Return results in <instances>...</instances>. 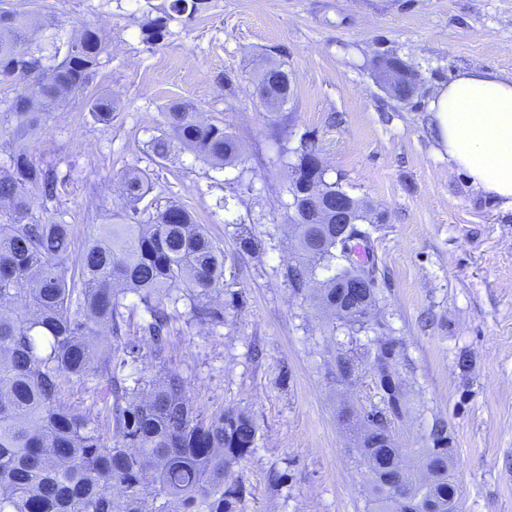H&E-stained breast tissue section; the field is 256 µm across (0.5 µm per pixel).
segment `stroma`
I'll return each mask as SVG.
<instances>
[{
    "mask_svg": "<svg viewBox=\"0 0 512 512\" xmlns=\"http://www.w3.org/2000/svg\"><path fill=\"white\" fill-rule=\"evenodd\" d=\"M170 0H0L56 15L63 30L97 28L108 53L79 99L56 107L29 142L63 180L48 209L71 224L75 244L122 213L130 170L147 174L143 204L175 202L224 249V321L191 320L176 306L171 364L201 409L235 410L256 429L253 453L235 465L242 512H369L356 416L379 405L370 359L352 382L336 357L366 347L339 318L288 279L287 192L295 148L314 140L327 171L352 197L372 202L370 225L381 298L371 312L396 345L403 392L388 429L404 451L444 423L460 512H512V210L451 166L427 111L440 84L465 71L512 75V0H202L192 21L165 19ZM401 60L415 74L409 101L380 85L373 61ZM289 76L276 111L255 82L268 62ZM111 97L110 125L91 100ZM191 104L243 146L213 166L167 136L170 103ZM248 228L255 252H239Z\"/></svg>",
    "mask_w": 512,
    "mask_h": 512,
    "instance_id": "stroma-1",
    "label": "stroma"
}]
</instances>
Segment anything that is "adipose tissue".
Listing matches in <instances>:
<instances>
[{
    "label": "adipose tissue",
    "mask_w": 512,
    "mask_h": 512,
    "mask_svg": "<svg viewBox=\"0 0 512 512\" xmlns=\"http://www.w3.org/2000/svg\"><path fill=\"white\" fill-rule=\"evenodd\" d=\"M428 111L449 163L512 209V77L460 73L434 90Z\"/></svg>",
    "instance_id": "obj_1"
}]
</instances>
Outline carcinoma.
<instances>
[{
    "label": "carcinoma",
    "mask_w": 512,
    "mask_h": 512,
    "mask_svg": "<svg viewBox=\"0 0 512 512\" xmlns=\"http://www.w3.org/2000/svg\"><path fill=\"white\" fill-rule=\"evenodd\" d=\"M105 52L95 30L83 26L63 36L55 17L16 11L0 24V75L14 76L22 93L33 90L26 81L40 84L38 94L24 98L26 106L8 107L12 150L8 166L0 168V512H240L243 488L228 476L254 450L253 421L197 407L185 379L167 367L173 292H186L198 323L224 322V307L213 303L224 294V249L180 204L139 218L149 185L134 171L121 180L128 210L96 225L77 254L70 225L33 213L34 196L44 204L55 199L59 177L54 166L33 160L27 137L43 123L44 103L84 93ZM257 88L280 106L290 96L288 73L270 65ZM113 110L109 97L91 104L104 124ZM165 118L170 137L153 141L156 156L166 157L176 142L214 165L240 157L235 137L200 120L191 106L175 102ZM315 154L313 142H301L292 174L315 182L322 203L336 197L338 183L326 180L325 169L307 167ZM288 223L298 257L289 279L298 292L310 290L317 269L335 268L342 251L359 258L358 266L319 282L313 297L325 310L336 313L347 275L363 271L376 279L368 234L338 243L336 225L316 223L310 209L292 211ZM128 293L149 316L138 336L126 331ZM339 318L354 333L369 329L368 320L345 306ZM142 337L161 370L130 386L125 370L137 361ZM373 344V370L387 410L375 407L366 416L381 421L388 411L399 413L402 394L391 373L394 342L378 336ZM90 376L104 382L103 424L91 410L65 400L69 385ZM430 440L410 459L403 449L385 446L379 434L365 436L372 443L363 455L372 512H458L444 424H435ZM397 463L408 481L400 502L388 481Z\"/></svg>",
    "instance_id": "carcinoma-1"
}]
</instances>
